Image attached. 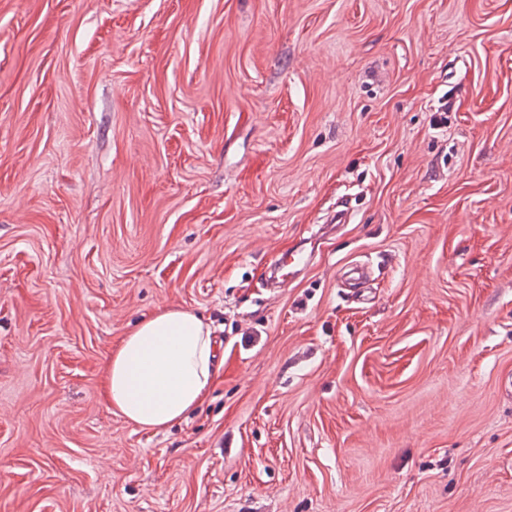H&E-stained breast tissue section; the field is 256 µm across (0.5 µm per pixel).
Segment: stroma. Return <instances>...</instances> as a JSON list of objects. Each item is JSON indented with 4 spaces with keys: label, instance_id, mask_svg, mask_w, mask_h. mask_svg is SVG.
Masks as SVG:
<instances>
[{
    "label": "stroma",
    "instance_id": "stroma-1",
    "mask_svg": "<svg viewBox=\"0 0 512 512\" xmlns=\"http://www.w3.org/2000/svg\"><path fill=\"white\" fill-rule=\"evenodd\" d=\"M165 307L224 367L152 432ZM509 377L512 0H0V512H512ZM218 344L194 310L167 307L139 320L109 354L104 395L112 409L147 430L179 423L218 376Z\"/></svg>",
    "mask_w": 512,
    "mask_h": 512
}]
</instances>
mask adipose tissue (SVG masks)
Listing matches in <instances>:
<instances>
[{"label": "adipose tissue", "mask_w": 512, "mask_h": 512, "mask_svg": "<svg viewBox=\"0 0 512 512\" xmlns=\"http://www.w3.org/2000/svg\"><path fill=\"white\" fill-rule=\"evenodd\" d=\"M218 344L194 310L167 307L139 320L109 354L104 395L112 409L147 430L179 423L218 376Z\"/></svg>", "instance_id": "obj_1"}]
</instances>
